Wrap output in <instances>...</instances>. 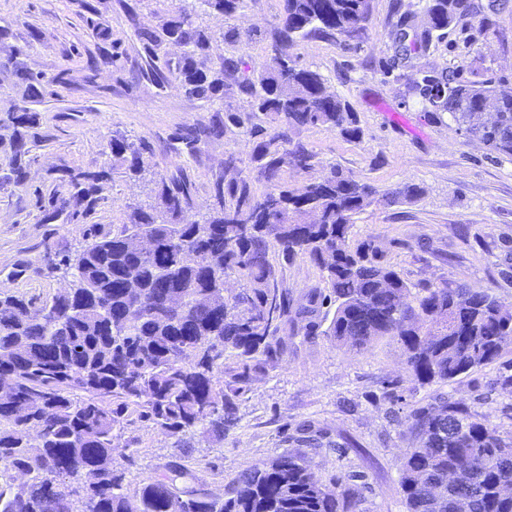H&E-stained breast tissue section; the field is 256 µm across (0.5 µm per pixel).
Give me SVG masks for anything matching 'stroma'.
Returning a JSON list of instances; mask_svg holds the SVG:
<instances>
[{
    "label": "stroma",
    "mask_w": 512,
    "mask_h": 512,
    "mask_svg": "<svg viewBox=\"0 0 512 512\" xmlns=\"http://www.w3.org/2000/svg\"><path fill=\"white\" fill-rule=\"evenodd\" d=\"M178 0H0V118L24 92L17 74L39 77L41 95L30 102L37 121L24 179H17L0 148V293L45 299L71 275L60 263L87 243L90 224H122L129 207L154 201L158 176H177L190 191L184 220H198L217 206V188L248 173L250 191L266 190L251 163L255 135L230 115L247 103L238 84L262 61L282 0H249L230 17L200 14L209 55L220 62L235 52L242 65L223 90L205 101L189 96L179 64L184 47L162 42L155 67L139 30L162 33ZM364 30L351 38L299 40V64L318 69L329 90L349 102L363 131L350 143L323 126L292 131L314 155L309 170L283 167L281 181L298 188L339 166L372 185L379 200L355 220L351 243L371 241L382 261L413 287L488 290L512 308V157L489 150L450 115L427 117L408 83L422 67L463 73L488 68L512 90V10L487 24L465 18L411 61L398 59L393 36L398 10L424 24L420 0H371ZM224 124L222 138L204 128ZM125 139L145 146L144 173L112 168L109 144ZM65 169L113 170L101 200L85 215L62 206ZM405 183L420 187L411 200L387 203V192ZM294 305L322 288L310 263L274 262ZM327 320L288 324L287 354L267 367L238 401L239 422L217 439L194 431L185 464L214 497L228 498L240 472L290 454L323 485L347 490L348 475L362 487L361 512H404L399 459L407 446L404 421L436 389L409 377L398 344L380 341L361 352L337 347L323 333ZM512 344L499 362L445 386L512 439ZM398 402L385 399L387 391ZM116 461L130 487L156 475L176 452V439L144 422L114 429Z\"/></svg>",
    "instance_id": "obj_1"
}]
</instances>
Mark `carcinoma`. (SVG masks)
Here are the masks:
<instances>
[{
	"instance_id": "obj_1",
	"label": "carcinoma",
	"mask_w": 512,
	"mask_h": 512,
	"mask_svg": "<svg viewBox=\"0 0 512 512\" xmlns=\"http://www.w3.org/2000/svg\"><path fill=\"white\" fill-rule=\"evenodd\" d=\"M163 35L187 47L181 70L188 94L208 99L238 70L230 53L210 65L209 39L194 27L198 11L225 17L248 0H182ZM432 27L417 42L398 43L402 59L446 34L459 19L481 11L474 0H425ZM370 0H282L272 43L256 78L238 84L249 109L238 127L274 123L257 143L254 160L268 189L253 195L244 172L200 221L182 222L190 207L185 184L160 178L157 202L131 208L117 229L92 224L89 243L61 263L74 271L72 291L43 301L0 296V375L13 381L0 394V512H359L360 490H326L290 455L231 479V497H213L180 462L129 491L114 469L113 430L136 416L171 436L200 429L212 437L237 421L236 398L287 345L279 336L291 300L270 260L273 252L307 259L322 273L328 293L313 296L298 314L335 306L325 334L357 352L390 339L418 384L446 385L497 362L512 336V310L486 290L461 284L412 292L369 242H349L355 217L375 202L376 189L334 166L302 194L283 186L285 165L311 168L313 154L290 132L325 126L347 140L362 130L349 103L327 90L322 74L298 64L293 48L309 35L351 37L366 27ZM499 80L485 70L464 77L456 70L421 68L408 86L431 106L464 124L483 110ZM498 118L478 131L490 151L512 156V97L497 104ZM35 116L25 106L7 112L0 137L22 177L30 161L28 129ZM288 149L279 151V146ZM112 168L144 171V146L114 139ZM106 174H69L63 204L93 209ZM420 194L404 184L385 194L395 203ZM144 228L156 248L143 257L129 243ZM246 287L227 297L212 287L213 274ZM445 321L438 323L436 316ZM229 380H224V377ZM409 446L400 458L405 512H512V441L470 406L442 394L412 408Z\"/></svg>"
}]
</instances>
